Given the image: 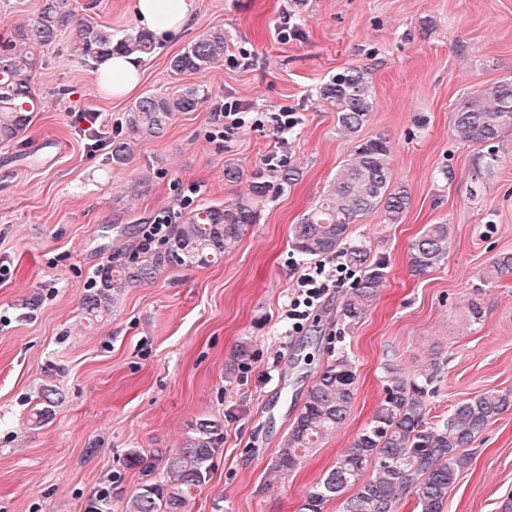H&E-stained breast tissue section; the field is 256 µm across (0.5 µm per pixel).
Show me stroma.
<instances>
[{
    "mask_svg": "<svg viewBox=\"0 0 512 512\" xmlns=\"http://www.w3.org/2000/svg\"><path fill=\"white\" fill-rule=\"evenodd\" d=\"M89 2L115 38L138 31L132 0ZM214 27L227 41L223 60L204 74H172L171 57ZM71 40L45 48L34 74L41 109L0 145V512H82L103 487L112 512H125L144 481L128 450L155 459L179 450L204 416L223 422L224 444L188 512H299L370 421L383 363L411 376L439 365L434 422L466 398L512 390V273L492 264L512 253V132L488 171L486 147L463 142L453 125L462 100L512 78V0H195L190 27L141 58L138 92L202 85L209 95L164 137L139 143L125 166L113 165L109 143L124 135L133 100L101 92ZM350 67L372 77L375 110L362 135L388 140L392 177L412 202L401 223L372 212L352 226V241L387 272L364 318L349 326L337 317L349 278L292 335L282 314L311 260L293 250L291 228L349 150L319 90ZM225 104L250 121L215 139L212 114ZM284 109L298 119L285 162L301 177L282 190L263 163L274 139L261 117ZM77 112L97 113L100 145ZM229 159L239 181L224 179ZM258 174L269 197L224 260L164 270L126 289L109 315L88 318L82 299L94 272L123 242L138 243L143 225L191 201L234 200ZM428 224L448 225V257L417 276L409 247ZM342 352L357 374L345 422L295 471L274 476V448L318 371ZM46 385L58 402L35 427ZM468 454L444 512H512V410Z\"/></svg>",
    "mask_w": 512,
    "mask_h": 512,
    "instance_id": "stroma-1",
    "label": "stroma"
}]
</instances>
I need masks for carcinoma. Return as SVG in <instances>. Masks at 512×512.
<instances>
[{
  "label": "carcinoma",
  "mask_w": 512,
  "mask_h": 512,
  "mask_svg": "<svg viewBox=\"0 0 512 512\" xmlns=\"http://www.w3.org/2000/svg\"><path fill=\"white\" fill-rule=\"evenodd\" d=\"M76 37L70 55L90 65L116 51L137 57L154 53L156 43L138 32L116 40L112 30L95 17L78 16L76 0H41L35 19L18 24L10 39L0 42V143L15 141L30 125L39 98L33 74L41 49L55 43L69 29ZM224 30L202 34L169 61L175 75L201 74L224 57ZM209 95L201 85L171 94H146L125 117L126 135L112 140V164L126 165L132 145L161 137L177 114L193 112ZM320 97L336 112V132L351 144L322 200L292 228L291 245L303 256L340 255L360 276L339 306V318L350 325L361 320L374 304L386 279L385 264L370 258L362 244L349 242L357 218L380 211L388 224H399L411 204V193L392 179L390 146L382 137L365 139L361 131L374 111L372 77L366 69L336 73L320 88ZM459 137L470 143H492L512 128V79L498 81L464 100L454 115ZM300 170L280 166V188L298 181ZM271 185L254 180L249 192L224 204H197L179 214L168 240L148 251H133L126 261L99 268L83 298L85 313H108L125 289L152 282L161 271L179 265L202 266L224 259L238 245L245 226L256 223L258 206ZM448 257V225L428 224L412 242L409 265L423 275ZM438 368L411 377L399 365L384 367L383 396L369 424L356 435L332 468L308 493L300 512H322L323 505L346 489L354 494L343 502V512H395L407 497L416 512H443L448 490L469 464L463 449L480 437L498 417L512 408V391L487 392L457 403L448 418L427 421L428 399L434 394ZM356 392V370L345 353L327 363L310 385L304 405L273 451V469L286 475L345 420ZM55 390L41 389V408L35 423L50 419ZM224 443L222 422L200 418L189 425L183 448L162 458L163 477L146 482L127 502L126 512H186L189 497L209 481L215 453ZM126 463L151 471L137 448L129 449Z\"/></svg>",
  "instance_id": "1"
}]
</instances>
